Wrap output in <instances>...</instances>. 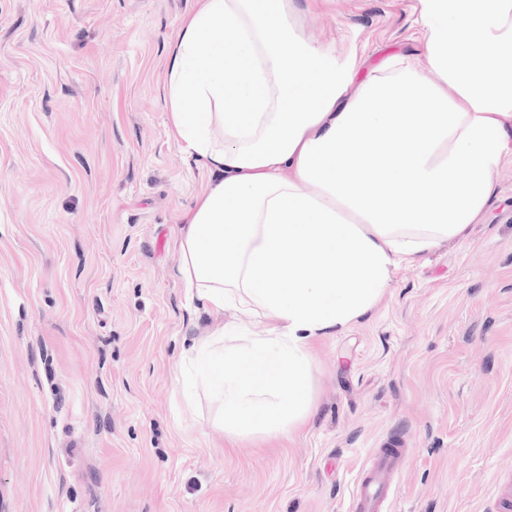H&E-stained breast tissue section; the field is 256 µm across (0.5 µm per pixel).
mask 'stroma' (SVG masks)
<instances>
[{
    "mask_svg": "<svg viewBox=\"0 0 512 512\" xmlns=\"http://www.w3.org/2000/svg\"><path fill=\"white\" fill-rule=\"evenodd\" d=\"M196 0H0V512H346L407 448L392 512L512 492V150L465 242L395 269L313 346L289 441L229 446L184 348L216 318L175 275L208 181L168 133L170 35ZM304 40L424 68L418 0H294ZM394 447L373 449L351 489L348 512L390 511L395 476L407 451V448Z\"/></svg>",
    "mask_w": 512,
    "mask_h": 512,
    "instance_id": "1",
    "label": "stroma"
}]
</instances>
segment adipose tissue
Listing matches in <instances>:
<instances>
[{
	"label": "adipose tissue",
	"instance_id": "adipose-tissue-1",
	"mask_svg": "<svg viewBox=\"0 0 512 512\" xmlns=\"http://www.w3.org/2000/svg\"><path fill=\"white\" fill-rule=\"evenodd\" d=\"M292 13L198 0L167 47L169 131L209 173L176 275L220 317L177 377L210 386L233 441L299 429L312 341L376 309L394 269L465 239L512 141V0H419L422 72L311 46Z\"/></svg>",
	"mask_w": 512,
	"mask_h": 512
}]
</instances>
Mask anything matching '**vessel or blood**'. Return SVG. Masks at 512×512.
Returning a JSON list of instances; mask_svg holds the SVG:
<instances>
[{"mask_svg": "<svg viewBox=\"0 0 512 512\" xmlns=\"http://www.w3.org/2000/svg\"><path fill=\"white\" fill-rule=\"evenodd\" d=\"M404 454L394 447L373 450L353 484L347 512H387Z\"/></svg>", "mask_w": 512, "mask_h": 512, "instance_id": "vessel-or-blood-1", "label": "vessel or blood"}]
</instances>
